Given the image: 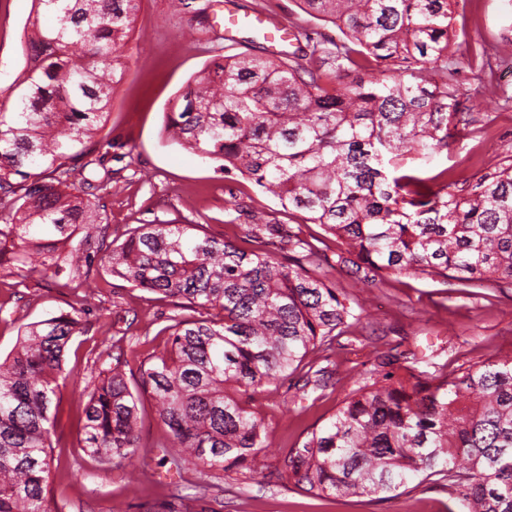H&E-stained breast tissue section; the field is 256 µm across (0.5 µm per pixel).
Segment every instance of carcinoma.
Listing matches in <instances>:
<instances>
[{
	"mask_svg": "<svg viewBox=\"0 0 512 512\" xmlns=\"http://www.w3.org/2000/svg\"><path fill=\"white\" fill-rule=\"evenodd\" d=\"M29 64L0 108V271L85 287L95 264L158 300L216 310L175 315L166 348L127 371L124 337L84 389L77 447L100 464H139L143 397L155 403L196 481L159 503L168 512H216L217 472L253 470L266 448L260 389L295 378L292 399L328 386L317 355L361 321L365 308L301 263L247 251L199 224H140L114 246L94 234L97 191L112 183V141L94 156L140 0H34ZM341 38L305 41L275 61L223 55L172 102L170 137L237 172L336 238L337 263L373 285L387 275L454 280L463 288L512 284V156L462 188L414 163L448 149L463 122L449 69L485 49L453 39L450 0H298ZM374 68L394 76L366 80ZM411 72L412 80L395 76ZM440 71L438 84L429 73ZM89 173L74 183L75 163ZM244 237L313 263V245L281 224H248ZM86 304L20 331L0 360V512H48L51 406ZM379 356L365 384L276 467L315 495L409 493L431 481L463 512H512V355L446 377L400 376ZM135 389H130V380Z\"/></svg>",
	"mask_w": 512,
	"mask_h": 512,
	"instance_id": "cac0c4a2",
	"label": "carcinoma"
}]
</instances>
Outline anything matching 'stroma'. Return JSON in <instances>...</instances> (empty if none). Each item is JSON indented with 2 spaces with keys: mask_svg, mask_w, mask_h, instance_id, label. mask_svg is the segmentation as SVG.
<instances>
[{
  "mask_svg": "<svg viewBox=\"0 0 512 512\" xmlns=\"http://www.w3.org/2000/svg\"><path fill=\"white\" fill-rule=\"evenodd\" d=\"M235 6L243 13H264L289 30L301 26L336 32L332 24L303 12L297 0H236ZM33 9V0H0V105L10 104L12 83L27 67L26 26ZM452 9L454 33L462 44L481 43L494 50L502 42L501 27L512 21V7L497 10L491 0H453ZM214 46L228 54L269 55L260 31L240 30L230 42L221 26L199 31L190 14L174 8L173 0H141L126 48L127 66L102 132L122 147L121 159L111 163L112 191L102 199L107 239L119 243L128 228L175 222L202 225L208 235L238 244L244 225L283 224L314 245L316 275L351 298L368 297L369 303L360 323L335 349L334 388L310 394L299 406L280 391L256 394L253 405L268 423L269 446L252 473L225 472L212 496L223 501V512H448L447 489L432 483L391 499L315 497L287 480L270 479L269 473L308 432L329 420L378 355L412 351V358L396 362L398 373L439 376L467 362L512 354V287L491 283L479 294L466 295L454 282L411 275L364 287L348 268L337 265L336 240L319 225L284 212L276 198L238 173L220 172L215 163L171 141L165 128L170 104L209 63ZM456 79L463 111L475 119L480 134L456 135L447 151L420 164L448 168L464 179L512 154V56L461 60ZM91 287V312L83 332L68 346L66 380L51 430L55 501L60 512H139L140 504L163 502L173 491L177 476L159 460L177 450L167 446L168 433L148 404L139 456L154 467L153 479H145L140 469L110 470L81 455L76 437L82 393L108 366L114 337L130 335L127 358L138 366L148 353L163 349L160 331L181 309L104 272L94 277ZM76 301L75 291L60 281L34 275L20 286L15 278L0 277V357L12 350L23 324L69 311Z\"/></svg>",
  "mask_w": 512,
  "mask_h": 512,
  "instance_id": "35a3bbf8",
  "label": "stroma"
}]
</instances>
